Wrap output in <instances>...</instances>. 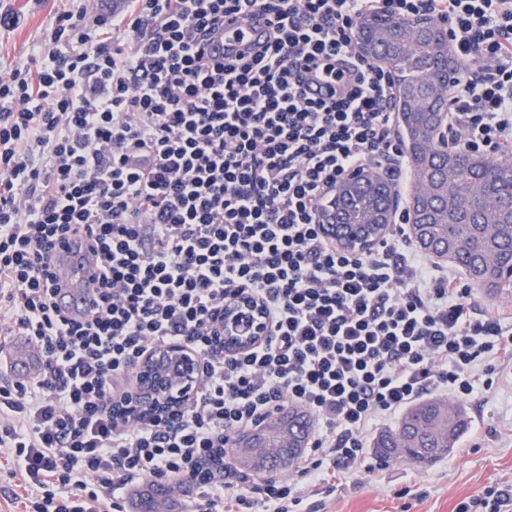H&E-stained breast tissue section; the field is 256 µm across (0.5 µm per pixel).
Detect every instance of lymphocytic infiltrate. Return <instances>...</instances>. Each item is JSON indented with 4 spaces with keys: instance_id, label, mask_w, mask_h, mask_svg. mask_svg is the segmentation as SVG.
I'll list each match as a JSON object with an SVG mask.
<instances>
[{
    "instance_id": "f902f5d3",
    "label": "lymphocytic infiltrate",
    "mask_w": 512,
    "mask_h": 512,
    "mask_svg": "<svg viewBox=\"0 0 512 512\" xmlns=\"http://www.w3.org/2000/svg\"><path fill=\"white\" fill-rule=\"evenodd\" d=\"M65 0L0 69V335L42 368L0 382V469L20 512H122L129 484L197 486L196 512H300L360 473L368 439L424 396L491 388L506 315L417 250L407 222L361 254L317 213L348 173L407 161L394 80L355 50L366 13L444 25L459 63V150L512 155V0ZM260 10L257 50L210 55L225 16ZM322 78L325 93L309 87ZM97 256L88 311L65 314L59 242ZM263 305L265 339L225 349L224 304ZM181 343L202 367L172 418L120 408L140 358ZM312 421L288 476L197 471L286 406Z\"/></svg>"
}]
</instances>
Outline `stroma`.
I'll return each instance as SVG.
<instances>
[{
  "label": "stroma",
  "instance_id": "1",
  "mask_svg": "<svg viewBox=\"0 0 512 512\" xmlns=\"http://www.w3.org/2000/svg\"><path fill=\"white\" fill-rule=\"evenodd\" d=\"M23 16L0 36V61L22 62L51 29L62 0H13ZM468 430L445 458L420 466L369 453L358 476L331 495L303 503L304 512H454L487 485L512 480V364L498 366L490 390L464 401Z\"/></svg>",
  "mask_w": 512,
  "mask_h": 512
}]
</instances>
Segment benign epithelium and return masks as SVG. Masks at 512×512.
Segmentation results:
<instances>
[{
  "label": "benign epithelium",
  "mask_w": 512,
  "mask_h": 512,
  "mask_svg": "<svg viewBox=\"0 0 512 512\" xmlns=\"http://www.w3.org/2000/svg\"><path fill=\"white\" fill-rule=\"evenodd\" d=\"M437 52L448 65V76L456 70L448 35L439 36ZM450 81H436L424 96L412 98L411 104L420 107L428 102L448 103ZM429 140L437 151L448 149V113L439 112L428 130ZM369 185L381 189L382 203L362 220L352 219L348 199L355 192ZM434 192L429 175L421 173V179L404 210H399L400 195L388 178L375 167L357 170L346 176L326 193V204L317 215L323 233L336 247L359 253L367 251L384 240L398 213H403L409 224L419 223L414 202L426 203ZM266 334L265 318L260 305L237 299L224 305V346L237 350L260 342ZM200 371L196 354L180 345H168L144 355L136 369L140 388L133 395L130 408L135 415L145 418L165 417L181 407L193 391Z\"/></svg>",
  "instance_id": "1"
}]
</instances>
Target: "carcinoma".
I'll return each mask as SVG.
<instances>
[{"label": "carcinoma", "instance_id": "cac0c4a2", "mask_svg": "<svg viewBox=\"0 0 512 512\" xmlns=\"http://www.w3.org/2000/svg\"><path fill=\"white\" fill-rule=\"evenodd\" d=\"M393 34L394 40L384 46L379 60L394 74L400 93L397 110L402 113L405 131L403 146L414 164L424 168L434 152L423 147L431 113L410 111L407 97L420 92L430 82L448 77L443 61L435 54L432 39L439 36V24L427 17L398 19L381 14L363 16L357 26L356 40L368 54L378 49L381 35ZM460 183L448 188V214L426 215L427 223L413 224L416 243L433 257L441 249L448 253V263L459 268L475 288L498 296L512 293V217L505 216L479 198L481 187L492 189L512 182V158L489 159L463 153ZM279 423L265 420L252 430L240 434L228 454L233 464L255 474L276 470L292 461L299 449L284 442V433L296 435L295 423L288 411L276 412ZM467 428L461 407H450L442 400L428 399L411 406L394 430L381 433L374 440L379 456L389 460L395 456L427 465L448 454ZM280 445L271 460L241 457V445ZM169 491L165 484L147 482L136 498V512H168Z\"/></svg>", "mask_w": 512, "mask_h": 512}]
</instances>
